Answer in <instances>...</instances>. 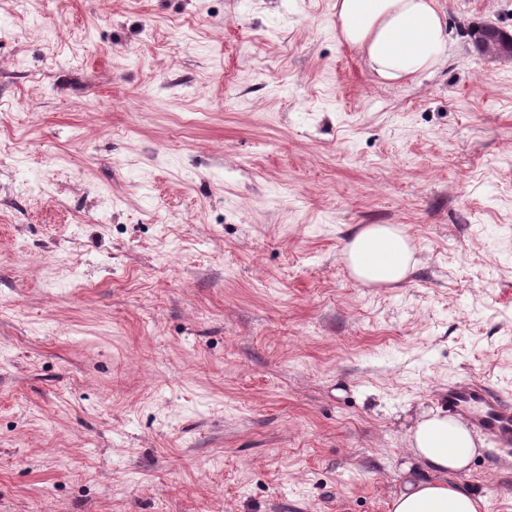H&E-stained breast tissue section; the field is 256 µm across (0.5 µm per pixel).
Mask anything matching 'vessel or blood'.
Returning <instances> with one entry per match:
<instances>
[{"instance_id": "obj_1", "label": "vessel or blood", "mask_w": 512, "mask_h": 512, "mask_svg": "<svg viewBox=\"0 0 512 512\" xmlns=\"http://www.w3.org/2000/svg\"><path fill=\"white\" fill-rule=\"evenodd\" d=\"M440 400L449 415L466 419L495 451L512 457V398L486 386L462 380L449 384Z\"/></svg>"}]
</instances>
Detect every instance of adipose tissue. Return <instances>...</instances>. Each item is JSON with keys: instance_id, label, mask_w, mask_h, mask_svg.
Segmentation results:
<instances>
[{"instance_id": "ef3b65f1", "label": "adipose tissue", "mask_w": 512, "mask_h": 512, "mask_svg": "<svg viewBox=\"0 0 512 512\" xmlns=\"http://www.w3.org/2000/svg\"><path fill=\"white\" fill-rule=\"evenodd\" d=\"M336 26L351 48L386 80L417 77L448 52V31L438 0H336ZM344 258L364 286L394 287L415 258L403 226L368 224L346 243ZM412 461L394 493L390 512H481L483 500L450 482L478 452L466 422L436 410L423 413L408 435Z\"/></svg>"}]
</instances>
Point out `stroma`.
Segmentation results:
<instances>
[{"label":"stroma","mask_w":512,"mask_h":512,"mask_svg":"<svg viewBox=\"0 0 512 512\" xmlns=\"http://www.w3.org/2000/svg\"><path fill=\"white\" fill-rule=\"evenodd\" d=\"M335 3L0 0V512H389L441 390L512 395V0L398 81ZM343 255L362 286H397L415 264L414 247L402 225L362 226L346 243Z\"/></svg>","instance_id":"stroma-1"}]
</instances>
